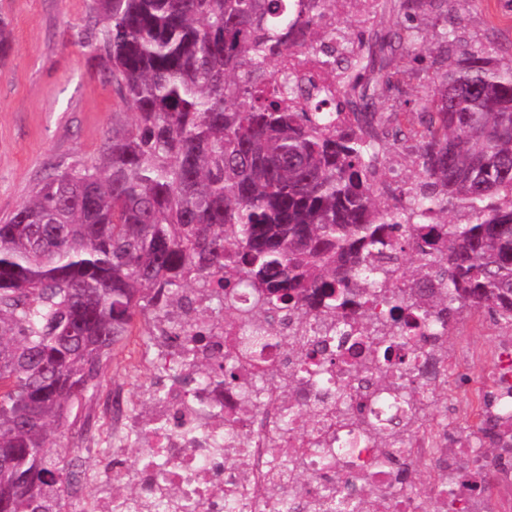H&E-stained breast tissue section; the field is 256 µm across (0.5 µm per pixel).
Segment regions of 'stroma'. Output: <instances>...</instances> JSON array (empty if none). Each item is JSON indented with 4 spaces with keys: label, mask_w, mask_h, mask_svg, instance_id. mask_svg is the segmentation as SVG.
<instances>
[{
    "label": "stroma",
    "mask_w": 512,
    "mask_h": 512,
    "mask_svg": "<svg viewBox=\"0 0 512 512\" xmlns=\"http://www.w3.org/2000/svg\"><path fill=\"white\" fill-rule=\"evenodd\" d=\"M394 2L379 0L378 19L370 26L344 7L336 20L370 40L391 34L398 19ZM453 10L462 19L457 41L440 40L448 10L429 12L420 51L393 59L396 87L379 111H408L410 101L430 86L437 59L457 58L472 44L512 60V0H455ZM90 13L91 0H0V17L9 23L8 40L0 48L5 52L0 58V218L27 201L34 185L56 167L98 155L105 133L127 120L111 82L82 46ZM511 343L489 317H466L449 340V396L462 405L478 396L495 371V350ZM134 347L131 341L116 346L97 386L74 402L63 433L50 438L53 456L78 455L72 445L75 429L100 396L125 381L123 362Z\"/></svg>",
    "instance_id": "obj_1"
}]
</instances>
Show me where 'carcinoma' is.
<instances>
[{
    "label": "carcinoma",
    "instance_id": "cac0c4a2",
    "mask_svg": "<svg viewBox=\"0 0 512 512\" xmlns=\"http://www.w3.org/2000/svg\"><path fill=\"white\" fill-rule=\"evenodd\" d=\"M336 2L92 0L84 47L128 120L0 220V512H41L65 491L46 447L74 400L147 313L166 322L208 288H224L228 325L318 359L302 375L264 370L246 411L270 387L290 411L304 381L334 371L336 428L381 462L448 400L462 313L512 332V64L473 46L410 111L379 112L393 56L421 47L414 21L434 0H397L411 26L372 42L335 23ZM241 286L256 293L243 312ZM195 368L234 385L242 364ZM482 402L468 438L493 480L512 471V389ZM320 416L308 415L318 447ZM396 464L402 488L432 497ZM468 467L441 473L448 500ZM306 485L292 461L288 498ZM376 506L364 487L350 509Z\"/></svg>",
    "mask_w": 512,
    "mask_h": 512
}]
</instances>
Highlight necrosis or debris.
Here are the masks:
<instances>
[{
	"label": "necrosis or debris",
	"mask_w": 512,
	"mask_h": 512,
	"mask_svg": "<svg viewBox=\"0 0 512 512\" xmlns=\"http://www.w3.org/2000/svg\"><path fill=\"white\" fill-rule=\"evenodd\" d=\"M193 306L180 322L178 340L163 349L143 344L131 356L130 367L144 385L120 394L111 423L84 450L77 482L63 502L47 499L46 512H281L268 484L275 474L287 479L286 464L297 453L314 489L335 474L356 475L387 496V512H434L414 494L392 492V471L377 465L375 448L359 435L312 448L313 431L301 416L294 431L270 447L279 409L266 406L242 416L243 389L200 382L195 361L215 355L231 360L240 351L237 338L225 332L218 302L200 294ZM447 427V421L437 422L405 449L411 466H424L426 482L457 454L446 440ZM228 432L244 440V447L225 450Z\"/></svg>",
	"instance_id": "necrosis-or-debris-1"
}]
</instances>
